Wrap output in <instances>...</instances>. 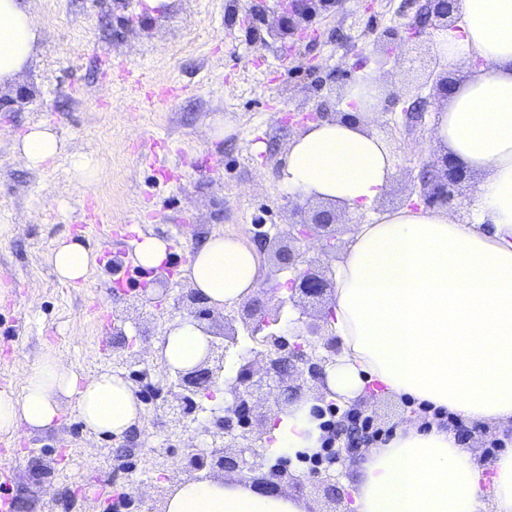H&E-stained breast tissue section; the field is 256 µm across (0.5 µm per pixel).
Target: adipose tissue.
I'll return each mask as SVG.
<instances>
[{
  "label": "adipose tissue",
  "mask_w": 512,
  "mask_h": 512,
  "mask_svg": "<svg viewBox=\"0 0 512 512\" xmlns=\"http://www.w3.org/2000/svg\"><path fill=\"white\" fill-rule=\"evenodd\" d=\"M458 22L434 47L444 64L469 63L427 143L480 173L470 218L402 206L357 224L336 265L328 322L340 349L325 365V387L268 430L274 456L311 454L323 431L311 409L319 399L351 404L367 384L387 396L431 403L465 420L512 426V0H457ZM40 24L25 0H0V85L33 62ZM379 84L362 74L346 88L348 119L308 125L282 156L280 178L298 192L356 214L369 210L394 175L385 140L369 117L383 110ZM65 150L40 123L14 144L30 168ZM64 281L85 278L90 254L64 239L51 252ZM210 306L237 304L264 285L258 254L240 237L211 235L186 270ZM208 333L192 318L170 323L154 351L170 369H191L208 352ZM76 401L88 434L122 439L145 412L129 383L109 372L78 374L43 354L21 391H0V434L28 437L57 427L63 399ZM491 492L470 452L438 421L401 425L386 446L357 457L346 480L353 512H512V450L494 462ZM164 512H310L297 495L265 492L252 481L185 477L169 488Z\"/></svg>",
  "instance_id": "adipose-tissue-1"
}]
</instances>
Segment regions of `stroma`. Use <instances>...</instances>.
I'll return each instance as SVG.
<instances>
[{
  "mask_svg": "<svg viewBox=\"0 0 512 512\" xmlns=\"http://www.w3.org/2000/svg\"><path fill=\"white\" fill-rule=\"evenodd\" d=\"M251 2L173 0L154 17L144 0H27L42 27L37 59L0 86V390H20L47 351L81 374L110 371L116 327L142 352L131 367L133 390L158 387L165 369L153 346L168 322L187 314L178 299L191 288L183 269L194 251L223 229L257 248L253 225L270 230L310 218L317 202L297 213L284 205L280 157L297 132L284 118L324 102L341 112L344 89L358 73L380 75L383 92L398 99L372 124L394 161L375 209L416 198L421 168L441 155L425 144L439 99L423 70L438 31L424 29L382 66L386 32L420 20L410 0H345L316 16L315 39L292 47L247 17ZM415 101L423 122L414 127L403 110ZM218 117L234 127L213 140L205 129ZM43 121L68 152L30 169L13 145ZM74 153L97 160V187H73ZM128 229L169 243L168 265L147 275L168 280L164 309L126 283L134 268ZM63 238L84 242L94 258L73 283L60 281L50 262ZM353 409L373 417L378 445L423 414L400 398L364 396ZM145 410L138 434L120 441L88 435L71 399L56 429L0 435V467L14 469L0 483V500L9 512H106L139 494L161 512L193 439L168 436L162 411ZM451 429L482 469L506 449L492 425L455 422Z\"/></svg>",
  "mask_w": 512,
  "mask_h": 512,
  "instance_id": "obj_1",
  "label": "stroma"
}]
</instances>
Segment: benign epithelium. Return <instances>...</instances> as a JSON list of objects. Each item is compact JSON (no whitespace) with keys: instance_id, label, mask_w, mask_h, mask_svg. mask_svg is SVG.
I'll list each match as a JSON object with an SVG mask.
<instances>
[{"instance_id":"obj_1","label":"benign epithelium","mask_w":512,"mask_h":512,"mask_svg":"<svg viewBox=\"0 0 512 512\" xmlns=\"http://www.w3.org/2000/svg\"><path fill=\"white\" fill-rule=\"evenodd\" d=\"M456 0H424L421 15L434 29H446L454 22ZM340 4V0H280L277 15L268 26L274 39L291 38L303 42L308 38L309 24L318 12ZM465 179V170L454 160L444 156L425 166L419 177L420 198L429 207L450 209L455 200L457 186ZM341 220L334 209L323 208L308 221L285 224L274 233L259 236L262 249L274 254L278 270L292 272L288 279V298L277 296L280 285L267 289L276 305L265 308L250 301L242 305L237 314L224 316V330L211 336L208 354L204 361L189 370H166V392L162 407L170 415L171 430L185 432L194 428L199 435L209 438L206 448L187 454L184 468L192 472L232 470L251 472L265 466L266 458L252 450L254 399L262 396L276 397L278 411L303 398V385L323 386L324 364L336 355V337L328 332V320L309 327L311 338L288 335L275 330L282 319L287 303L299 306L295 296L321 298L333 291L334 283L328 269L315 270L299 267V254L291 247L292 241H317L324 249L334 247L336 226ZM186 299L193 305L194 319L211 315L207 299L193 290ZM244 329L262 349L250 352L265 357V364L256 366L246 354L238 355V368L232 378H227V357L230 349L239 343V329ZM219 385L225 386L230 402L224 408H210L204 420H199L196 397ZM231 441L240 448L236 457L228 456L222 443ZM321 472L314 471L308 480L318 479ZM286 463L268 468L266 484L273 487L300 488L304 480Z\"/></svg>"}]
</instances>
